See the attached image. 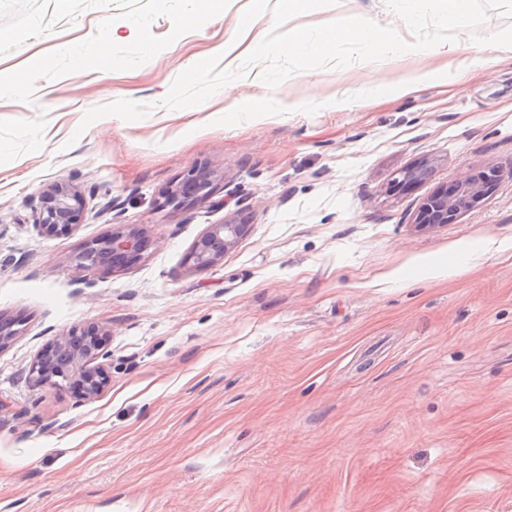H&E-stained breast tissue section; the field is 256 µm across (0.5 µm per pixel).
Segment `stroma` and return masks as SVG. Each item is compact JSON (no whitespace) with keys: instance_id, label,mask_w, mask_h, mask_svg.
<instances>
[{"instance_id":"1","label":"stroma","mask_w":512,"mask_h":512,"mask_svg":"<svg viewBox=\"0 0 512 512\" xmlns=\"http://www.w3.org/2000/svg\"><path fill=\"white\" fill-rule=\"evenodd\" d=\"M250 0L126 71L85 70L0 100V512H512V19L419 52L299 72L274 89L243 66L270 14ZM117 7L53 22L0 56V75L89 37ZM361 15L410 31L386 0H340L289 28ZM123 43L134 25L117 19ZM220 55L239 94L279 112L163 108L172 82ZM118 99L146 117L82 127ZM429 177L389 191L415 162ZM221 171L212 202L162 192ZM493 168L494 191L457 223L415 227L439 185ZM84 195L77 227L46 236L40 192ZM242 213L216 265L188 254ZM155 241L126 269L82 268L113 225ZM110 332L111 382L81 401L28 378L36 355L88 323Z\"/></svg>"}]
</instances>
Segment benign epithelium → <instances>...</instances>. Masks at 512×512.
Returning <instances> with one entry per match:
<instances>
[{
	"label": "benign epithelium",
	"mask_w": 512,
	"mask_h": 512,
	"mask_svg": "<svg viewBox=\"0 0 512 512\" xmlns=\"http://www.w3.org/2000/svg\"><path fill=\"white\" fill-rule=\"evenodd\" d=\"M431 168L420 163L397 172L391 180L393 191H408L427 178ZM220 173L215 169H194L179 185L163 194L165 204L184 209L204 204L213 196V185ZM499 179L496 170L470 172L440 186L427 196L415 217L422 229H436L453 224L489 195ZM84 201L82 191L68 179L59 180L38 196L35 206L36 224L48 236L65 234L79 223ZM249 225L233 214L222 224H212L194 242L189 260L198 269L211 267L223 260L247 235ZM155 245L146 229L138 224H115L112 233L87 245L78 256L85 268H124L137 264ZM109 331L90 323L60 335L36 356L29 376L38 385L65 386L80 400L100 395L111 381L105 363L106 339Z\"/></svg>",
	"instance_id": "7a95c632"
}]
</instances>
